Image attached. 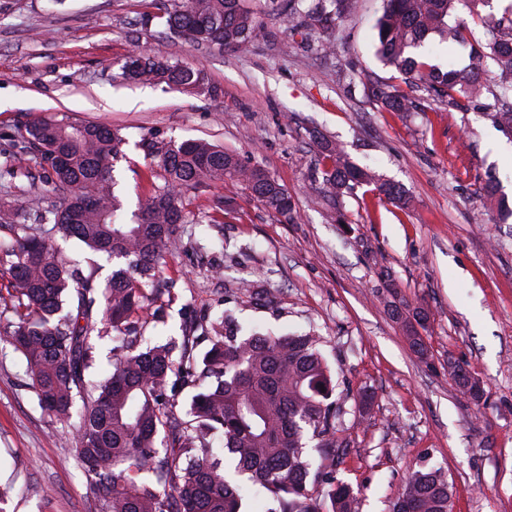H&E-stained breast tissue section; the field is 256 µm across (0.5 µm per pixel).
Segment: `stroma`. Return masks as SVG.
Returning a JSON list of instances; mask_svg holds the SVG:
<instances>
[{
	"instance_id": "stroma-1",
	"label": "stroma",
	"mask_w": 512,
	"mask_h": 512,
	"mask_svg": "<svg viewBox=\"0 0 512 512\" xmlns=\"http://www.w3.org/2000/svg\"><path fill=\"white\" fill-rule=\"evenodd\" d=\"M167 0H0V149L37 116L93 121L127 143L116 192L133 211L158 179L139 147L150 135L201 139L261 166L292 195L298 218L267 212L227 181L189 191L204 215L234 199L220 224H187L156 270L165 287L145 341L191 336L205 352L225 309L245 325L310 332L337 384L346 449L336 479L356 512H391L407 476L448 478L452 512H512V217L480 188L495 169L512 200V137L479 103L451 107L417 89L416 109L384 111L364 75L395 80L377 57L381 0H352L326 31L264 17L249 53L166 35ZM203 70L216 95L121 83L132 50ZM353 163L401 184L399 207L361 187L338 200L314 180L317 136ZM45 173L23 160L0 199L30 206ZM423 310L425 356L392 306ZM484 386L473 401L448 373ZM26 363L0 341V496L5 512H99L76 455L75 422L52 421L28 386Z\"/></svg>"
}]
</instances>
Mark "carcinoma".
<instances>
[{"label":"carcinoma","instance_id":"cac0c4a2","mask_svg":"<svg viewBox=\"0 0 512 512\" xmlns=\"http://www.w3.org/2000/svg\"><path fill=\"white\" fill-rule=\"evenodd\" d=\"M272 15L307 16L334 27L351 0H266ZM483 0H383L375 24L381 61L401 83L370 78L369 96L391 112L413 109L416 82L460 106L455 94L485 100L486 110L512 134V7L501 15L476 14L484 40L470 44L471 64L441 71L411 55L432 35L467 43L466 29L453 21L457 5L474 10ZM170 34L193 43L249 50L259 17L250 0H170L165 13ZM137 69L123 65L117 78L142 84L212 92L200 69L171 63L163 55L138 54ZM501 69L495 93L486 96L484 59ZM123 136L97 123L37 118L25 126L15 154L39 159L50 174V192L62 197L34 208L35 223L0 224L10 241H0V273L10 277L17 322L0 337L21 353L30 386L47 415L60 422L79 419L76 454L91 481L99 512H244V486L258 487L256 512H353V489L333 485L344 441L338 436L341 409L332 400V370L320 338L311 334L245 333L231 309L213 328L210 347L198 358L194 343L169 339L140 347L137 324L153 301L155 266L182 239L186 192L227 180L243 185L265 210L297 219L292 196L258 165L204 140L181 143L156 136L140 148L162 179L139 202L130 219L121 217L112 162L122 156ZM320 185L329 197L360 185L395 203L407 201L398 183L380 179L345 156L331 140L318 139ZM51 228H46V225ZM81 242L118 264L104 289L96 269L63 256L52 235ZM123 334L113 348L112 372H93L95 325ZM196 389L187 419L179 420L166 399L170 375ZM224 437L227 464L213 453ZM316 442L319 463L308 445ZM448 481L422 469L408 478L393 512H448Z\"/></svg>","mask_w":512,"mask_h":512}]
</instances>
